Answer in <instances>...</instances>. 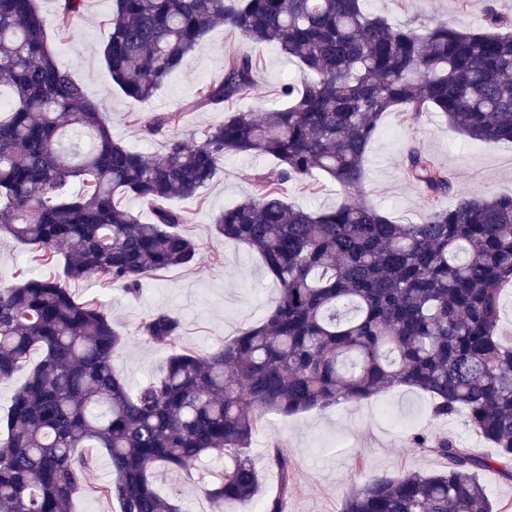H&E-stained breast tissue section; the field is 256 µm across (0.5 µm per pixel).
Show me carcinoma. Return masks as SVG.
<instances>
[{
    "mask_svg": "<svg viewBox=\"0 0 512 512\" xmlns=\"http://www.w3.org/2000/svg\"><path fill=\"white\" fill-rule=\"evenodd\" d=\"M86 0H0V236L31 247L48 275L20 273L0 288V381L29 367L0 419V507L65 512L94 450H107L119 512H182L154 487L161 467L190 472L224 457L223 478L205 489L218 504L263 489L246 449L269 414L360 401L386 388L426 393L436 415L465 416L498 449L472 454L450 434H415L410 446L440 469L368 475L342 512H493L477 473L512 481V339L501 334L502 289L512 282V195L477 198L453 173L411 148L404 171L433 205L399 224L362 195L365 157L392 111L417 124L428 112L472 141L512 142V32L488 7L481 28L425 21L394 26L366 0H112L103 60L127 97L145 102L189 62L214 27L277 46L300 76L283 87V108L242 110L257 66L227 57L221 81L193 107L224 109V122L188 143L172 133L153 157L112 139L99 105L48 46L46 28L70 27ZM86 132L84 152L61 143ZM229 154L276 160L259 192L213 218L226 241L262 259L279 292L265 319L205 352L180 349L164 374L132 390L112 368L122 338L103 304L79 302L65 282L95 276L139 291L142 277L195 264L199 244L181 231L191 199ZM323 172L342 188L333 208L288 203L285 187ZM79 180L82 190L73 194ZM147 202L154 222L128 209ZM178 316L157 311L139 327L144 342L176 343ZM40 361L28 366L32 353ZM275 489L264 512H283L292 482L275 451Z\"/></svg>",
    "mask_w": 512,
    "mask_h": 512,
    "instance_id": "carcinoma-1",
    "label": "carcinoma"
}]
</instances>
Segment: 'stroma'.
Instances as JSON below:
<instances>
[{
    "mask_svg": "<svg viewBox=\"0 0 512 512\" xmlns=\"http://www.w3.org/2000/svg\"><path fill=\"white\" fill-rule=\"evenodd\" d=\"M110 0H88L84 15L71 28L47 27V41L60 62L68 66L82 84L88 98L98 102L107 115L113 139L151 156L159 152L164 134H150L149 125L171 112H182L179 129L202 133L219 125L224 112L215 108L190 110L198 89L222 77L229 53L250 55L257 63L260 79L242 108L262 111L282 105V85L299 73L295 61L284 57L271 44L242 39L227 26L211 30L196 46L188 65L175 73L146 102L126 97L112 82L102 52L109 38L107 24ZM512 17V0H367L370 13L395 24L413 20L454 22L479 27L487 7ZM417 148L454 171L458 183L475 196L512 194V144L494 147L473 142L449 127L437 114L429 113L416 126L401 125L387 115L375 134L365 160V198L392 220L419 221L427 202L404 172V156ZM265 155H230L213 180L193 199L173 200L174 208L189 218L185 231L201 248V258L192 267L159 275L144 276L137 296L126 294L120 284L92 277L72 280L68 288L79 301L102 302L122 348L113 362L114 370L130 387L136 388L159 376L172 348L204 349L233 340L246 327L261 323L277 293L260 257L246 245L224 241L212 220L224 208L257 193L256 176L273 167ZM289 202L309 209H326L338 203L342 192L330 177L318 176L313 185L293 184L287 188ZM167 309L177 314L182 331L175 347L145 343L138 332L142 322ZM449 432L475 453L493 457L497 451L471 430L464 416L439 419L433 416L423 393L395 387L371 400L347 402L326 409L282 417L267 416L255 435L249 455L263 475L264 486L276 481L269 464L273 444L290 463L293 484L284 512H341L346 493L362 474L395 476L407 471L440 469L435 456L410 448L411 433ZM224 462L214 458L201 474L157 469L155 486L171 497L183 512H260L261 499L237 502L218 510L204 494ZM112 479L111 460L106 450L95 452L93 466L86 470L73 498L72 512H118L115 501L102 492Z\"/></svg>",
    "mask_w": 512,
    "mask_h": 512,
    "instance_id": "35a3bbf8",
    "label": "stroma"
}]
</instances>
